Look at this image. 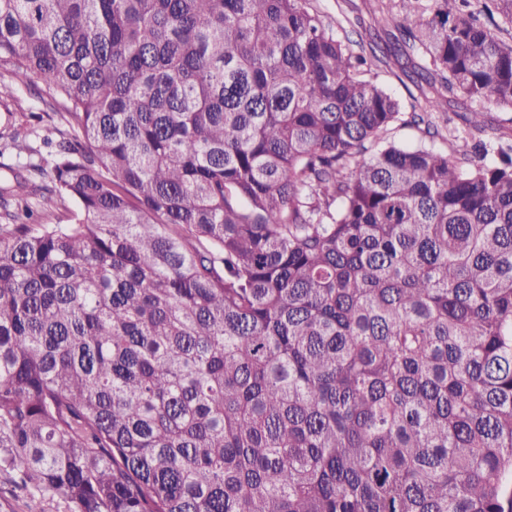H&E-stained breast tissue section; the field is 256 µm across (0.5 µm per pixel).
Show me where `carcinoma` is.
Returning a JSON list of instances; mask_svg holds the SVG:
<instances>
[{"instance_id":"carcinoma-1","label":"carcinoma","mask_w":512,"mask_h":512,"mask_svg":"<svg viewBox=\"0 0 512 512\" xmlns=\"http://www.w3.org/2000/svg\"><path fill=\"white\" fill-rule=\"evenodd\" d=\"M482 11L395 21L477 130L512 107V0ZM365 64L306 0H0V101L36 77L66 127L0 186V464L32 493L512 512V155L383 143Z\"/></svg>"}]
</instances>
